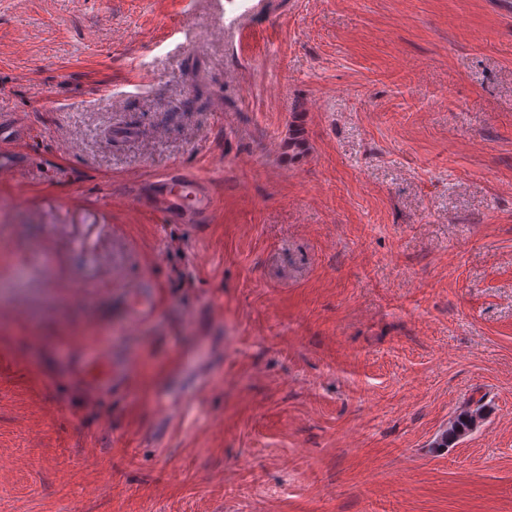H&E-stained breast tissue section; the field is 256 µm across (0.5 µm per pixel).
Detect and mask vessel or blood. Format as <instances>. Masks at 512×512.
Segmentation results:
<instances>
[{
  "instance_id": "1",
  "label": "vessel or blood",
  "mask_w": 512,
  "mask_h": 512,
  "mask_svg": "<svg viewBox=\"0 0 512 512\" xmlns=\"http://www.w3.org/2000/svg\"><path fill=\"white\" fill-rule=\"evenodd\" d=\"M32 138L30 127L17 117L0 114V180L29 171L35 156L27 145ZM164 223L195 226L214 210L215 200L205 183L191 175L172 172L153 180L145 194ZM158 310V298L153 284L136 289L130 302L133 319L141 320ZM86 373L98 387L112 384V363L102 351H85Z\"/></svg>"
}]
</instances>
